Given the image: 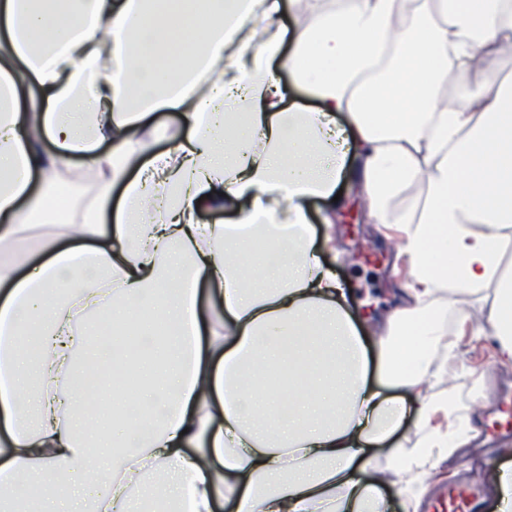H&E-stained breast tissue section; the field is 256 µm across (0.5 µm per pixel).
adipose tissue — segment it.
<instances>
[{"label": "adipose tissue", "mask_w": 512, "mask_h": 512, "mask_svg": "<svg viewBox=\"0 0 512 512\" xmlns=\"http://www.w3.org/2000/svg\"><path fill=\"white\" fill-rule=\"evenodd\" d=\"M288 7L289 31L279 0H0V512L36 486L43 512H388L370 448L401 478L470 442L447 398L383 390L433 375L447 306L485 310L512 364V77L488 66L512 0ZM273 61L315 109L285 105ZM160 110L188 134L156 153ZM74 157L94 177L80 245L30 237L64 222ZM349 181L413 280L373 361L306 212ZM416 182L419 219L397 220ZM106 312L177 333L136 340L137 394L112 386L101 426L78 404Z\"/></svg>", "instance_id": "ef3b65f1"}]
</instances>
